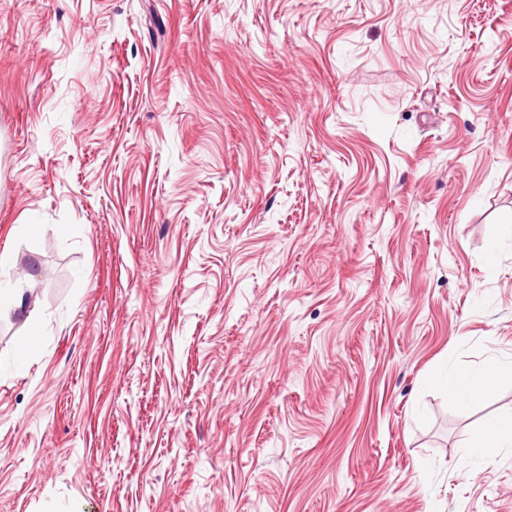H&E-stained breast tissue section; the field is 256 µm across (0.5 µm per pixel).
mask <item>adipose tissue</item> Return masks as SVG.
<instances>
[{"label":"adipose tissue","instance_id":"1","mask_svg":"<svg viewBox=\"0 0 512 512\" xmlns=\"http://www.w3.org/2000/svg\"><path fill=\"white\" fill-rule=\"evenodd\" d=\"M14 316L23 317L31 325L30 338L18 346L13 358L14 367H21L38 349L36 341L39 329L33 328L32 317L26 314L23 289L0 286V321ZM512 378V362L493 360L477 371L462 368L449 370L437 376L436 382L448 393L450 399L460 406L468 407L491 396L506 378ZM512 447V414L504 416L487 427L474 430L465 445L473 461L481 463L494 458L500 451Z\"/></svg>","mask_w":512,"mask_h":512}]
</instances>
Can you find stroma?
I'll use <instances>...</instances> for the list:
<instances>
[{
  "mask_svg": "<svg viewBox=\"0 0 512 512\" xmlns=\"http://www.w3.org/2000/svg\"><path fill=\"white\" fill-rule=\"evenodd\" d=\"M4 252L0 512H512V0H0ZM26 314L25 293L22 288H4L0 282V321ZM25 325H31V332L28 335L29 337L25 338L17 347L16 353L13 358L12 365L15 369H20V367L25 363L29 356L35 353L38 349V341L37 336L40 335V331L38 325L31 315L28 313L24 318ZM31 336H34L35 339L31 340ZM512 378V362L492 360L478 371L451 369L434 381L461 407H469L491 396L506 378ZM512 447V414L487 427L474 430L465 445L466 452L477 463L494 458L504 448Z\"/></svg>",
  "mask_w": 512,
  "mask_h": 512,
  "instance_id": "35a3bbf8",
  "label": "stroma"
}]
</instances>
